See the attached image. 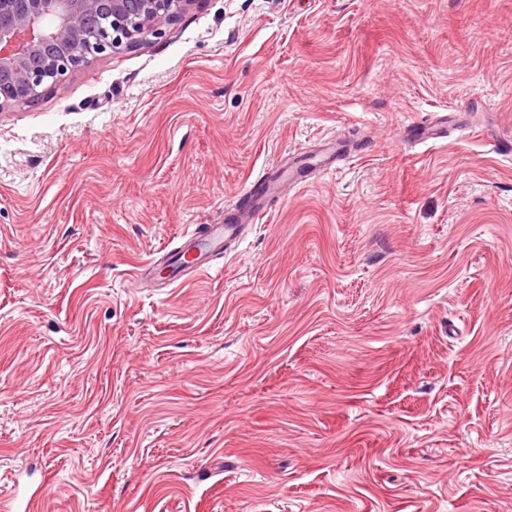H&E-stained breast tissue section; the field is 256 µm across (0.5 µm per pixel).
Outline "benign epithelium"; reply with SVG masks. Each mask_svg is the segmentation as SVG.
I'll return each instance as SVG.
<instances>
[{
  "label": "benign epithelium",
  "mask_w": 512,
  "mask_h": 512,
  "mask_svg": "<svg viewBox=\"0 0 512 512\" xmlns=\"http://www.w3.org/2000/svg\"><path fill=\"white\" fill-rule=\"evenodd\" d=\"M195 0H0V106L37 101L90 59L138 48Z\"/></svg>",
  "instance_id": "benign-epithelium-1"
}]
</instances>
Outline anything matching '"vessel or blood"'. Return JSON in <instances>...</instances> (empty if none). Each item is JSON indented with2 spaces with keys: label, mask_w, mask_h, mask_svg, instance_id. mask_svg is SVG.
I'll return each mask as SVG.
<instances>
[{
  "label": "vessel or blood",
  "mask_w": 512,
  "mask_h": 512,
  "mask_svg": "<svg viewBox=\"0 0 512 512\" xmlns=\"http://www.w3.org/2000/svg\"><path fill=\"white\" fill-rule=\"evenodd\" d=\"M448 131V118L441 115L407 126L405 138L411 142L436 140ZM279 184L270 172H262L249 183L239 205L225 209L220 224H199L185 234L173 255L172 280L207 272L233 241L239 240L248 224L262 214L278 192ZM52 494L50 485H42L24 498H10L5 512H36L39 500Z\"/></svg>",
  "instance_id": "obj_1"
}]
</instances>
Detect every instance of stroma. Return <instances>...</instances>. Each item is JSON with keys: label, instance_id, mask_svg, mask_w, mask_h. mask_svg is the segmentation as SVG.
I'll list each match as a JSON object with an SVG mask.
<instances>
[{"label": "stroma", "instance_id": "stroma-1", "mask_svg": "<svg viewBox=\"0 0 512 512\" xmlns=\"http://www.w3.org/2000/svg\"><path fill=\"white\" fill-rule=\"evenodd\" d=\"M43 479L39 512H512V0H198L0 107V495ZM407 141H429L445 138L448 133V115H438L435 120L415 122L405 129ZM270 171L264 170L249 183L238 206L224 210V224H197L191 233L183 236L173 255L174 266L170 280L207 272L230 243L239 240L244 229L262 214L279 188Z\"/></svg>", "mask_w": 512, "mask_h": 512}]
</instances>
